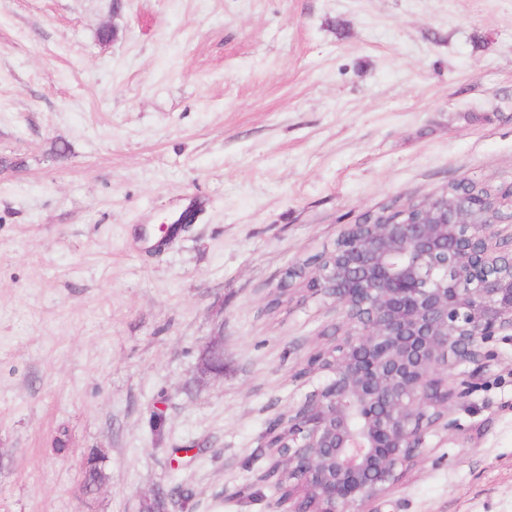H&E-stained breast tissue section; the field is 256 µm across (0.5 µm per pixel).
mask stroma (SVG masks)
Wrapping results in <instances>:
<instances>
[{
  "label": "stroma",
  "mask_w": 512,
  "mask_h": 512,
  "mask_svg": "<svg viewBox=\"0 0 512 512\" xmlns=\"http://www.w3.org/2000/svg\"><path fill=\"white\" fill-rule=\"evenodd\" d=\"M461 181L512 185V0H0V512H274L264 432L336 314L269 293ZM492 349L373 512H512Z\"/></svg>",
  "instance_id": "obj_1"
}]
</instances>
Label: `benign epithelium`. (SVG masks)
<instances>
[{
	"mask_svg": "<svg viewBox=\"0 0 512 512\" xmlns=\"http://www.w3.org/2000/svg\"><path fill=\"white\" fill-rule=\"evenodd\" d=\"M480 195H433L380 224H349L310 267L292 265L271 298L304 280L337 324L305 373L326 375L265 432L257 480L288 479V512H367L448 428V400L512 335V247ZM473 365L470 372L460 370Z\"/></svg>",
	"mask_w": 512,
	"mask_h": 512,
	"instance_id": "7a95c632",
	"label": "benign epithelium"
}]
</instances>
